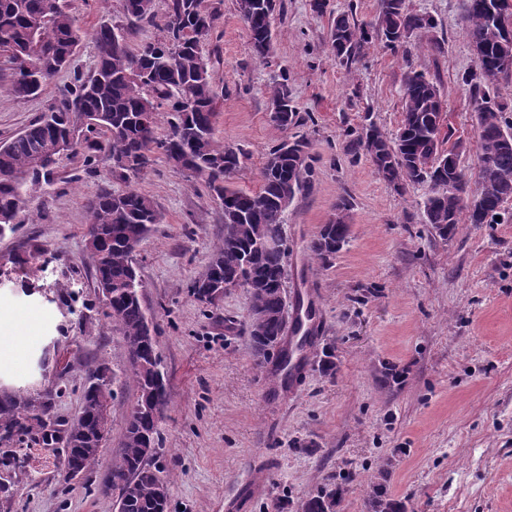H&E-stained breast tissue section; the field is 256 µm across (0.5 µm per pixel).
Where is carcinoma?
Masks as SVG:
<instances>
[{"label": "carcinoma", "instance_id": "cac0c4a2", "mask_svg": "<svg viewBox=\"0 0 512 512\" xmlns=\"http://www.w3.org/2000/svg\"><path fill=\"white\" fill-rule=\"evenodd\" d=\"M493 0H466L464 31L470 47L481 52L475 69L463 83L471 91L478 138L477 166L473 175L448 164L456 156L442 137L444 106L437 86L413 67L407 39L414 32L434 27V20L409 8L407 0H379L377 33L394 49L405 53L401 122L389 138L370 122L351 133L354 156L368 157L375 171L395 189L427 184L425 223L441 238L451 236L460 224H506L512 212L504 208L512 197V124L505 113L512 107L490 95L500 81L512 78V5L490 10ZM125 14L152 22L154 0H123ZM277 0H252V9L240 13L250 38L251 51L267 64L274 48L273 19ZM219 19L217 8L203 0H168L161 36L131 51L124 34L107 21L92 32L96 48L95 69L79 74L61 99L6 144L0 145V228L35 223L26 209V196L54 171L36 168L39 155H57V143L71 131L84 138L79 147L90 163L104 161L121 179L139 174L155 153L168 162L176 151L184 159L179 172H188L209 188L224 208V232L211 250L210 275L193 281L192 295L212 304L232 287L247 289L252 317L247 326L257 356L282 345L283 297L281 280L288 251L263 249L257 240L283 238V202L310 186L313 157L304 139H283L269 151L256 190L232 185L244 152L215 137L217 93L203 47ZM38 25H33V22ZM329 44L332 55L349 64L372 43L368 25L340 12L331 18ZM75 17L60 0H0V56L11 64L7 91L20 99L34 97L67 70L79 46ZM28 74L32 80L21 79ZM276 105L270 121L282 131L303 121L281 72L269 87ZM173 113L169 132L158 133V112ZM473 184L481 195L480 207L469 208L458 184ZM351 204L341 198L335 213L310 245L314 257L326 262L348 243ZM89 223L85 237L95 238L87 249L92 259L98 291L107 315L120 327L138 393L132 406L119 457L112 465V490L118 512H168L169 498H161L166 483L152 467L145 449L159 447V414L152 388L163 378L155 336L140 298L141 284L134 267L136 248L161 222L152 198L135 189L103 188L87 204ZM112 388L106 368L88 370L78 417L58 421L47 401L32 395L0 393V443L29 439L45 448H59L63 466L89 472L110 433ZM336 494L321 492L304 506V512H335Z\"/></svg>", "mask_w": 512, "mask_h": 512}]
</instances>
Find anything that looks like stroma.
I'll use <instances>...</instances> for the list:
<instances>
[{
	"mask_svg": "<svg viewBox=\"0 0 512 512\" xmlns=\"http://www.w3.org/2000/svg\"><path fill=\"white\" fill-rule=\"evenodd\" d=\"M463 0H408L434 28L414 34L408 51L381 37L367 56L341 65L329 46V13L374 22L378 0H329L326 15L309 0H282L274 65L286 67L303 118L288 131L269 118L271 67L255 59L236 0H205L220 18L207 47L218 93L216 138L246 156L235 186L256 189L270 148L283 137L311 144L314 177L285 216V302L312 306L315 334L289 381L276 358L259 363L245 331L246 289L204 304L190 284L202 276L224 229V212L204 183L174 173L162 156L120 180L83 152L64 156L51 181L28 201L41 219L0 237V313L25 339L20 366L0 368V392L48 397L54 415L79 414L89 368L112 377V429L83 482L64 477L62 454L33 445L0 468V512H117L103 492L137 394L118 326L105 315L85 248L86 202L103 186L148 194L162 215L141 241L135 267L154 326L168 401L154 459L168 481V512H303L308 499L338 490L336 512H371L375 482L406 512H512V223L462 224L440 238L426 224L424 185L396 191L367 158H352L349 130L373 122L395 134L406 61L436 81L443 124L476 161L473 101L462 75L475 59L465 37ZM82 31L101 21L127 33L130 46L154 26L127 17L122 0H65ZM94 48L82 40L71 71L34 99L0 93V144L57 101L72 70L91 74ZM352 208L349 242L329 262L310 245L338 199ZM77 284L75 293L63 287ZM331 349L336 373L320 360ZM394 367L398 380L385 375Z\"/></svg>",
	"mask_w": 512,
	"mask_h": 512,
	"instance_id": "1",
	"label": "stroma"
}]
</instances>
